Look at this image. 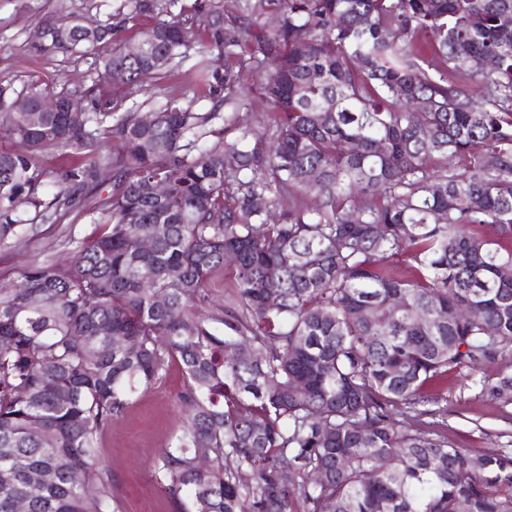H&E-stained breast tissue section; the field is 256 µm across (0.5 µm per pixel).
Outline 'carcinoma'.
Wrapping results in <instances>:
<instances>
[{
	"label": "carcinoma",
	"instance_id": "obj_1",
	"mask_svg": "<svg viewBox=\"0 0 512 512\" xmlns=\"http://www.w3.org/2000/svg\"><path fill=\"white\" fill-rule=\"evenodd\" d=\"M168 3L42 26L39 49L95 57L88 88L0 80L1 245L28 232L20 213L55 221L71 187L113 177L71 265L0 274V512H121L98 439L173 363L184 423L154 469L175 512H512L511 455L415 429L446 414L431 385L448 372L512 363V0H258L273 27L239 17L230 39L212 12L195 82L235 92L240 75L206 56L256 41L272 124L209 145L216 111L169 99L145 122L93 96L187 57L180 13L115 38ZM411 31L428 54L399 44ZM479 57L495 69L471 71ZM49 92L85 99L82 120L37 111ZM59 148L83 162L47 171ZM265 196L288 201L275 224ZM221 272L217 329L199 304ZM479 384L512 403V376Z\"/></svg>",
	"mask_w": 512,
	"mask_h": 512
}]
</instances>
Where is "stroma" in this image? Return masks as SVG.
Returning a JSON list of instances; mask_svg holds the SVG:
<instances>
[{"label":"stroma","instance_id":"obj_1","mask_svg":"<svg viewBox=\"0 0 512 512\" xmlns=\"http://www.w3.org/2000/svg\"><path fill=\"white\" fill-rule=\"evenodd\" d=\"M120 4L121 0H0V79L12 81L20 90L35 83H55L64 77L73 81L88 78L91 57L40 51L36 35L46 21L66 23L74 15L111 23ZM191 65L188 59L172 64L163 78L134 97L109 86L102 88L101 95L127 106L139 104L144 113L171 98L192 102L194 111H209L217 97L209 87L194 81L189 73ZM255 65L247 48L231 60L218 53L211 59L214 70L241 69L249 89L238 105L223 107V115H236L239 121L260 130L264 127L265 106L253 91ZM91 230L84 214H70L56 223L37 225L34 233L23 240L0 247V274L43 261L71 263L76 241ZM511 372L512 367L502 362L449 372L442 390L447 417L439 422L438 431L473 456L511 454L512 404L493 399L474 385L475 379L494 381ZM182 390L183 373L178 365H171L151 389L136 394L126 412L100 438L98 462L111 473L123 512H174L153 476L152 465L182 425Z\"/></svg>","mask_w":512,"mask_h":512}]
</instances>
